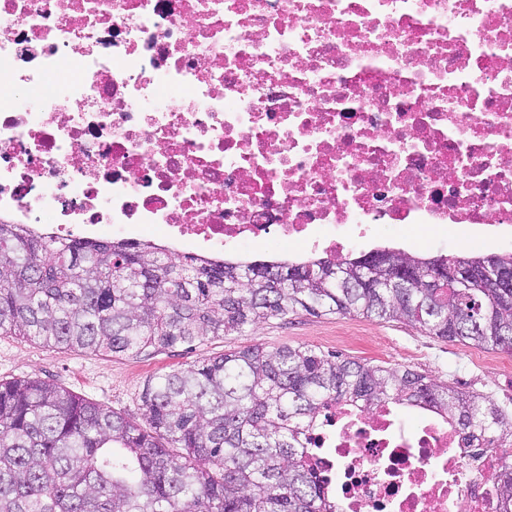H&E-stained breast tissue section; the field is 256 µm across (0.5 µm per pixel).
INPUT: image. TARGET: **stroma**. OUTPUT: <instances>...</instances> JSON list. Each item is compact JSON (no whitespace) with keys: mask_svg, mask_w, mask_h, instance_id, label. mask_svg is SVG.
Segmentation results:
<instances>
[{"mask_svg":"<svg viewBox=\"0 0 512 512\" xmlns=\"http://www.w3.org/2000/svg\"><path fill=\"white\" fill-rule=\"evenodd\" d=\"M511 251L512 234L490 243L470 226L435 238L424 249L429 257ZM254 343L270 348L306 344L363 362L406 366L483 394L512 414V354L443 341L408 325L359 315H302L275 320L248 335L212 339L190 350L178 347L148 356L107 358L46 347L18 336H0V381L23 377L49 381L137 418L141 415L138 394L150 376Z\"/></svg>","mask_w":512,"mask_h":512,"instance_id":"obj_1","label":"stroma"}]
</instances>
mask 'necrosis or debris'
Instances as JSON below:
<instances>
[{
	"label": "necrosis or debris",
	"instance_id": "necrosis-or-debris-1",
	"mask_svg": "<svg viewBox=\"0 0 512 512\" xmlns=\"http://www.w3.org/2000/svg\"><path fill=\"white\" fill-rule=\"evenodd\" d=\"M0 222L212 259L512 232V0H0ZM319 422L334 512H504L510 431Z\"/></svg>",
	"mask_w": 512,
	"mask_h": 512
}]
</instances>
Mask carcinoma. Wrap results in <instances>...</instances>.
Segmentation results:
<instances>
[{
  "instance_id": "1",
  "label": "carcinoma",
  "mask_w": 512,
  "mask_h": 512,
  "mask_svg": "<svg viewBox=\"0 0 512 512\" xmlns=\"http://www.w3.org/2000/svg\"><path fill=\"white\" fill-rule=\"evenodd\" d=\"M375 249L366 259H174L149 241H55L0 223V336L106 357L194 347L274 320L361 315L438 339L512 350V252L465 257ZM336 402L439 413L493 432L509 415L410 368L308 345L255 343L157 374L142 420L42 380L0 382V512H334L306 435Z\"/></svg>"
}]
</instances>
